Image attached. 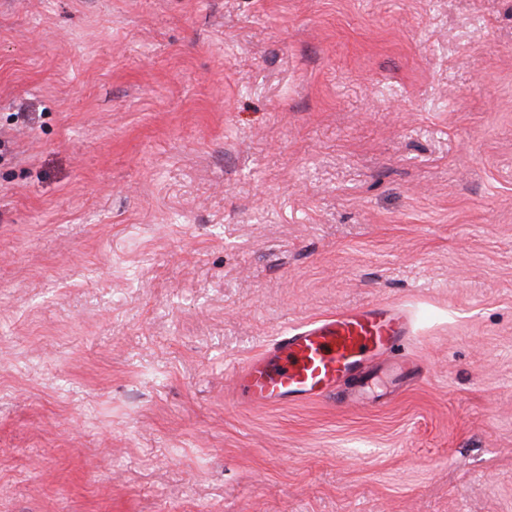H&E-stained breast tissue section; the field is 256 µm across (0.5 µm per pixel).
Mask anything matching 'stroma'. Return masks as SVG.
Here are the masks:
<instances>
[{
	"label": "stroma",
	"instance_id": "35a3bbf8",
	"mask_svg": "<svg viewBox=\"0 0 512 512\" xmlns=\"http://www.w3.org/2000/svg\"><path fill=\"white\" fill-rule=\"evenodd\" d=\"M0 139V512H512V0H0ZM407 313L389 303L336 312L284 331L236 373L245 405L272 406L325 398L356 376H367L410 339Z\"/></svg>",
	"mask_w": 512,
	"mask_h": 512
}]
</instances>
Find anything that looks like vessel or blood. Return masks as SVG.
<instances>
[{
  "label": "vessel or blood",
  "mask_w": 512,
  "mask_h": 512,
  "mask_svg": "<svg viewBox=\"0 0 512 512\" xmlns=\"http://www.w3.org/2000/svg\"><path fill=\"white\" fill-rule=\"evenodd\" d=\"M409 335L407 313L389 303L323 316L284 331L237 372L236 397L264 406L328 397L391 357Z\"/></svg>",
  "instance_id": "1"
}]
</instances>
